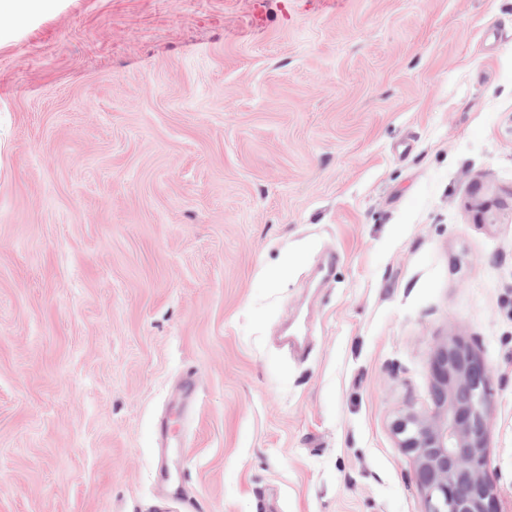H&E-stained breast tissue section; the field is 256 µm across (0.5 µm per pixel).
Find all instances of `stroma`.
I'll return each instance as SVG.
<instances>
[{"instance_id":"35a3bbf8","label":"stroma","mask_w":512,"mask_h":512,"mask_svg":"<svg viewBox=\"0 0 512 512\" xmlns=\"http://www.w3.org/2000/svg\"><path fill=\"white\" fill-rule=\"evenodd\" d=\"M454 338L512 512V0L0 17V512H424Z\"/></svg>"}]
</instances>
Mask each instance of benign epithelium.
<instances>
[{
    "label": "benign epithelium",
    "instance_id": "1",
    "mask_svg": "<svg viewBox=\"0 0 512 512\" xmlns=\"http://www.w3.org/2000/svg\"><path fill=\"white\" fill-rule=\"evenodd\" d=\"M436 411L407 413L392 429L414 462L425 512H502L487 451L491 372L468 343L439 347L430 370Z\"/></svg>",
    "mask_w": 512,
    "mask_h": 512
}]
</instances>
